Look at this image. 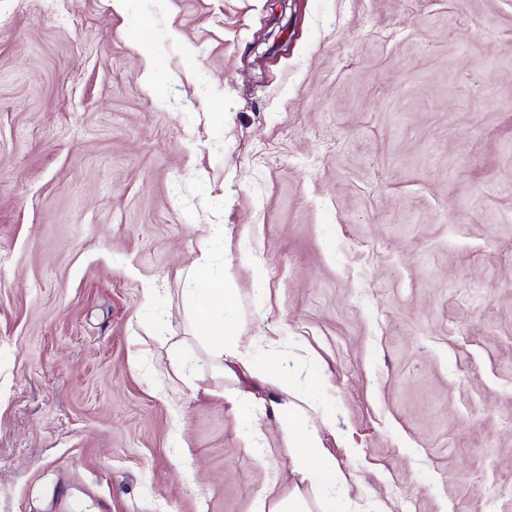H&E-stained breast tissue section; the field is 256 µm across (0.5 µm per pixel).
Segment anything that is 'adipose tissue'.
I'll list each match as a JSON object with an SVG mask.
<instances>
[{
    "label": "adipose tissue",
    "instance_id": "adipose-tissue-1",
    "mask_svg": "<svg viewBox=\"0 0 512 512\" xmlns=\"http://www.w3.org/2000/svg\"><path fill=\"white\" fill-rule=\"evenodd\" d=\"M191 278H206L208 289L197 300L192 325L196 335L206 337L212 355L219 359L226 375L235 367H243L271 383L289 396L278 404L277 415L287 440L291 462V489L285 495H265L258 498L253 512H360L350 497L347 479L336 467V459L324 448L316 429L310 428V402L293 376L287 375L274 362L256 365L252 343L243 334L238 320L230 311L236 305V295L229 288L223 273L211 270L206 259L196 261Z\"/></svg>",
    "mask_w": 512,
    "mask_h": 512
}]
</instances>
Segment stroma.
<instances>
[{
    "label": "stroma",
    "instance_id": "1",
    "mask_svg": "<svg viewBox=\"0 0 512 512\" xmlns=\"http://www.w3.org/2000/svg\"><path fill=\"white\" fill-rule=\"evenodd\" d=\"M204 252L363 512H512V0H0V512L287 493Z\"/></svg>",
    "mask_w": 512,
    "mask_h": 512
}]
</instances>
